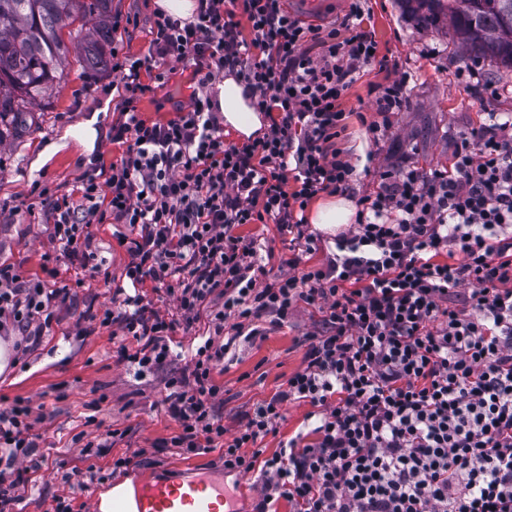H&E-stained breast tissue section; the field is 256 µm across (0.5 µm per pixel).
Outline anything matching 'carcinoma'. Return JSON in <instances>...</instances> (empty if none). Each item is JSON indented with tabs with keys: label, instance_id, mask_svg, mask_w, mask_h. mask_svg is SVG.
<instances>
[{
	"label": "carcinoma",
	"instance_id": "cac0c4a2",
	"mask_svg": "<svg viewBox=\"0 0 512 512\" xmlns=\"http://www.w3.org/2000/svg\"><path fill=\"white\" fill-rule=\"evenodd\" d=\"M415 25L448 20L477 61L512 69V0H402ZM112 0H0V121L47 89L71 48L87 67H106ZM80 19L97 22L76 30L71 44L60 32Z\"/></svg>",
	"mask_w": 512,
	"mask_h": 512
}]
</instances>
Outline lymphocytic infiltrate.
<instances>
[{
    "instance_id": "lymphocytic-infiltrate-1",
    "label": "lymphocytic infiltrate",
    "mask_w": 512,
    "mask_h": 512,
    "mask_svg": "<svg viewBox=\"0 0 512 512\" xmlns=\"http://www.w3.org/2000/svg\"><path fill=\"white\" fill-rule=\"evenodd\" d=\"M286 2L197 0L189 21L157 12L147 56L112 65L123 89L112 141L126 151L106 177L51 199L50 239L61 257L86 262L91 225L127 227L130 285L101 313L119 326L125 361L161 366L178 333L202 320L213 328L167 383L180 427L170 444L220 448L226 471L257 473L256 512L282 499L290 512H512V122L471 129L445 170L380 173L325 265L259 282L260 246L239 227L271 222L314 251L305 212L350 187L355 168L335 143L341 100L375 60L358 0L326 28ZM187 62L190 103L167 121L142 119L137 104L152 86L142 69L162 85L170 64ZM228 74L271 117L241 145L225 142L211 98ZM171 277L176 310L163 315L144 286ZM214 295L221 306L210 307ZM68 296L1 263L0 335L26 353ZM301 302L323 314L303 368L226 437L213 380L230 348L226 321L240 331L271 315L280 326ZM290 402L315 407L312 428L266 454L257 443ZM30 414L0 411V464L40 468Z\"/></svg>"
}]
</instances>
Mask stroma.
<instances>
[{"instance_id":"obj_1","label":"stroma","mask_w":512,"mask_h":512,"mask_svg":"<svg viewBox=\"0 0 512 512\" xmlns=\"http://www.w3.org/2000/svg\"><path fill=\"white\" fill-rule=\"evenodd\" d=\"M362 7L363 27L377 44V61L347 90L342 107L349 117L336 139L350 161L363 154L369 158L368 172L358 173L351 184L354 199L374 189L387 165L410 159L429 172L442 169L461 136L487 115L512 118V72L489 82L487 65L471 59L447 22L419 29L401 0H364ZM156 11L155 0H112L110 48L123 57H144ZM403 74L410 77L408 103L390 114L385 136L373 140L363 123L377 117L375 88ZM119 81L111 69H87L79 54H70L51 87L29 104L22 124L0 130V201L8 205L0 212V262L13 265L22 278L71 290L48 335L0 370V411L18 402L30 406L39 452L48 460L34 475L33 487L21 491L13 512H52L58 497L74 512H92L94 500L110 485L90 481L88 467L107 468L124 455L132 463L117 471L120 480L137 472L224 474L222 449L190 453L168 445L179 424L167 412L166 383L180 374L196 340L181 336L178 356L142 376L119 360L121 338L112 327L100 325L97 316L111 305L114 289L126 282L130 256L125 245L112 225L96 224V268L55 259L50 205L38 203L33 192L40 185L64 193L85 174L119 162L124 148L109 139L121 108L115 88ZM195 90L192 65L177 63L166 85L154 87L138 109L146 120L163 121L172 117L176 105L188 104ZM360 110L365 113L361 119L356 116ZM93 114L99 117V132L92 153L73 141L36 166L46 144ZM241 232L259 237L271 250L267 275L290 273L294 251L288 234L271 223L248 224ZM321 319L318 309L301 303L284 326H272L265 317L259 322L265 336L237 341L213 373L221 388L215 412L227 434L240 428L256 401L271 397L302 368L305 339L320 330Z\"/></svg>"}]
</instances>
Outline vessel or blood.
<instances>
[{
    "mask_svg": "<svg viewBox=\"0 0 512 512\" xmlns=\"http://www.w3.org/2000/svg\"><path fill=\"white\" fill-rule=\"evenodd\" d=\"M227 495L223 484L201 476L180 481L142 479L133 497L112 500V512H219Z\"/></svg>",
    "mask_w": 512,
    "mask_h": 512,
    "instance_id": "vessel-or-blood-1",
    "label": "vessel or blood"
}]
</instances>
